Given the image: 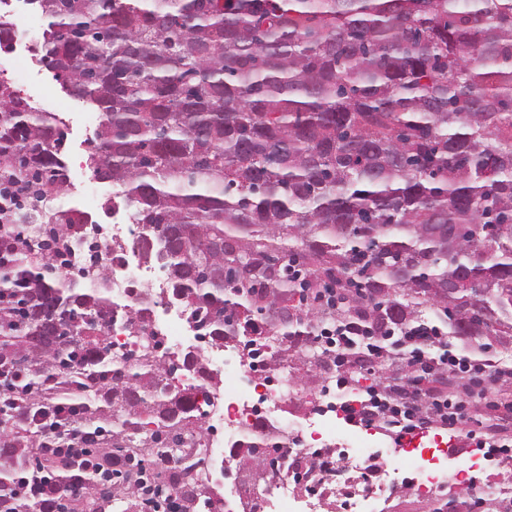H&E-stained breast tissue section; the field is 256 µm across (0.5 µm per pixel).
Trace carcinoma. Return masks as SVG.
<instances>
[{
  "label": "carcinoma",
  "mask_w": 512,
  "mask_h": 512,
  "mask_svg": "<svg viewBox=\"0 0 512 512\" xmlns=\"http://www.w3.org/2000/svg\"><path fill=\"white\" fill-rule=\"evenodd\" d=\"M26 2L50 19L43 64L100 112L89 168L213 345L314 386L360 361L322 329L367 326L379 393L428 402L391 336L512 337V0ZM63 126L0 82V512L56 484L76 493L55 512H204L192 389L152 336L112 350L107 283L61 272ZM279 450L244 440L234 477Z\"/></svg>",
  "instance_id": "1"
}]
</instances>
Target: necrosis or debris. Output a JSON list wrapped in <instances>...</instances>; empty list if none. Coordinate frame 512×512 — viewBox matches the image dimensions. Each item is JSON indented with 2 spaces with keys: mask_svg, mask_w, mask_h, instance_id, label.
<instances>
[{
  "mask_svg": "<svg viewBox=\"0 0 512 512\" xmlns=\"http://www.w3.org/2000/svg\"><path fill=\"white\" fill-rule=\"evenodd\" d=\"M82 196L85 223L73 237L79 262L93 273L106 268L108 283L120 300L136 304L140 291L153 299L148 325L158 337L159 356L176 361L198 353L207 373L223 376L225 386L216 394L197 373L185 371L175 379L177 386L193 387L196 403L205 411L210 450L223 452L245 434L258 430H275L280 438L278 476L249 496L235 483L220 485L224 512H283L294 492L290 473L317 451L330 458L326 468L308 474L318 485L321 498L365 501L393 491L398 472L377 468L390 447L384 425L351 430L341 422L346 397H354L359 407L369 400L366 386H353L347 395L330 386L316 394L296 387L285 373H263L260 363L226 359L224 349L196 335L182 306L173 300L167 279L159 277L155 266L140 257L134 242L142 232L141 225L128 218L107 226L96 223L97 211L111 203L110 198L100 196L97 182H86ZM400 453L414 474L410 490L420 501L453 490L460 479V471L439 465L448 454L443 434L408 438Z\"/></svg>",
  "mask_w": 512,
  "mask_h": 512,
  "instance_id": "1",
  "label": "necrosis or debris"
}]
</instances>
